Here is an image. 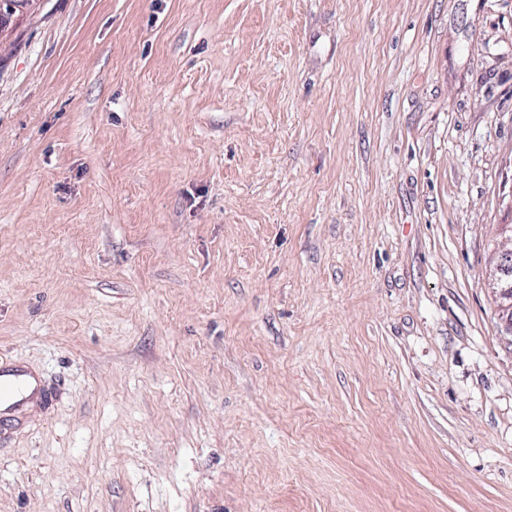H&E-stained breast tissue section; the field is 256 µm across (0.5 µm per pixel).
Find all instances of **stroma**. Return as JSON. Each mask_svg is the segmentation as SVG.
<instances>
[{
	"label": "stroma",
	"instance_id": "obj_1",
	"mask_svg": "<svg viewBox=\"0 0 512 512\" xmlns=\"http://www.w3.org/2000/svg\"><path fill=\"white\" fill-rule=\"evenodd\" d=\"M512 0H44L0 38V512H512ZM511 250L499 255L493 274L491 288L497 294L501 319L504 321V331L512 340V271ZM43 389L34 376L0 359V417L1 414L21 416Z\"/></svg>",
	"mask_w": 512,
	"mask_h": 512
}]
</instances>
